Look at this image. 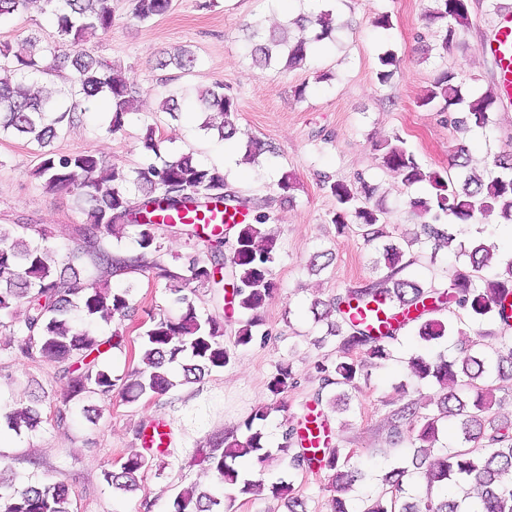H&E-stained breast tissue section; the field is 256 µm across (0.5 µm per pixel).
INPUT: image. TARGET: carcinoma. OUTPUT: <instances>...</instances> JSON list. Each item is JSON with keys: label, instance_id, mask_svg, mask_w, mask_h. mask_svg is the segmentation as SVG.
Instances as JSON below:
<instances>
[{"label": "carcinoma", "instance_id": "1", "mask_svg": "<svg viewBox=\"0 0 512 512\" xmlns=\"http://www.w3.org/2000/svg\"><path fill=\"white\" fill-rule=\"evenodd\" d=\"M172 2L134 0L132 16L140 23L151 21L166 15ZM436 2L437 8L426 13L424 21L426 26L437 28L438 49L446 52L458 29L468 23L469 0ZM32 12L52 20L57 39L54 44L43 46L32 33L23 39L19 49H0V134L36 144L40 163L34 175L43 180L45 189L71 193L87 202L89 208L86 224L79 229L76 251L68 254L26 241L29 230L47 238L48 230L43 227L0 225V318L13 316L19 307L23 309L24 318L13 331L18 337V353L60 364L67 401L88 395L108 401L119 385L127 401L135 402L174 386L170 368L174 362L179 363L187 383L227 366L231 352L224 346V326L213 317L200 316L192 298L185 293L191 283L207 288L221 284L214 268L224 263L223 225L215 224L210 231L215 238L207 245L210 255L195 253L173 269L160 259L151 217L159 209L173 210L194 202L222 206L235 201L251 209L252 221L234 225L236 236L230 258L229 286L237 308L246 316L240 320L236 344L245 346L256 339L258 310L278 288L270 270L275 238L267 230L270 215L265 208L269 201L240 199L228 192L224 172L197 162L190 153L159 164L150 161L130 172L87 151H55L53 142L65 126L79 120L82 102L108 100L112 106L109 130L116 132L133 111L139 91L112 65L83 49L89 36L98 31L105 34L112 28V0H0V17ZM292 25L296 29L292 36L272 33L263 37L253 31L254 66L265 69L283 59L285 68H299L306 61L311 44L336 30L333 14L328 11L301 15ZM378 62L377 78L387 83L400 68V59L387 51L379 55ZM195 63V53L189 48L158 60L161 69L173 66L182 71L191 70ZM63 67L71 73L68 88L55 95L24 90L23 80L53 74ZM197 101L200 112H216L222 118L217 126L205 119L201 128L215 129L220 138L232 139L237 133V107L234 97L224 93V85L217 83L201 91ZM495 102L496 94L491 89L465 101L455 71L447 69L438 74L417 104L440 106L441 111L451 114L453 129L463 135L474 127L484 128L492 123ZM376 151L382 166L396 173L403 185L412 187L426 182L433 189L427 198L409 200L411 209L429 221L413 235L403 236L406 244L422 251H437L452 240V225L472 224L491 214L512 223V153L496 156L484 180L468 171L470 156L463 144L454 148L451 157L450 168L456 170L453 176L424 169L397 134L377 144ZM324 185L336 200L332 223L340 230L355 224L368 244L387 236L375 185L362 178L355 182L327 179ZM133 189L138 192L135 206L129 200ZM443 218L447 219L444 224ZM128 228L134 231L135 253L114 254L102 247L103 238H121ZM382 255L387 272L371 284L336 295L322 313L312 306L314 318L319 321L332 313L340 316L328 332L336 338V361L319 367L320 390L333 385L350 386L368 363L390 356L389 346L396 340V330L379 334L368 323L351 317L353 309H382L390 319L413 308L419 310L411 321H419L415 330L428 347L470 334L481 340L488 338L491 343L486 349L464 350L461 359L450 360L440 351L409 359L407 369L411 376L433 379L440 386L437 410L420 414L407 404L392 413L388 444L400 442L405 424L409 441L418 452L406 465L387 473L384 490L367 500L362 512H512V480H504L505 475H512V423L502 422L491 413V390L478 386V380L484 378L512 380V334L508 333L512 329V260L493 276L482 275L491 266L494 246L476 241L464 253L468 270L453 274L449 288L439 290L400 276L415 264L417 257L405 258L399 245H383ZM138 271H151L167 280L174 312L149 316V324L140 336L142 366L116 378L107 361L112 350L122 348L123 332L117 329L103 339L84 327L83 322L98 317H127L133 308L131 288H112L109 281ZM453 306L465 311L473 324L463 328L435 317ZM487 322L499 324L501 331L484 329ZM292 381V367L283 362L276 368L270 391L279 394ZM267 416L266 407H257L243 422L247 431L244 438L226 434L221 445L202 451L203 460L218 484L224 486L225 494L196 485L187 487L174 500L175 512H224V499L265 491L288 500V512H307L306 502L295 495L292 482L264 479L265 467L274 459L287 462L288 468L295 471H327L331 486L338 492L349 491L363 479L362 470L351 463L350 452L330 439L320 448H302L298 429L292 425L282 431L277 446L270 447L262 429L255 426ZM450 417L457 421L459 447L431 462L419 449L434 447L441 426ZM7 420L17 432L23 428L33 430L42 422L35 405L14 410ZM155 447L161 448L162 440L152 436L145 451L127 455L117 469L104 472V479L117 489L136 490L141 474L153 466ZM241 459L256 460L260 469L255 477L240 473L237 463ZM416 473L424 491L408 499L402 479ZM448 484L458 488L456 495L434 492V486ZM0 512H72L69 488L62 482L18 483L9 468L0 466Z\"/></svg>", "mask_w": 512, "mask_h": 512}]
</instances>
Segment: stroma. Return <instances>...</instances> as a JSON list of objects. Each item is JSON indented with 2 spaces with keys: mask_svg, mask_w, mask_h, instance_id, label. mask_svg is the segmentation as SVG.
I'll return each mask as SVG.
<instances>
[{
  "mask_svg": "<svg viewBox=\"0 0 512 512\" xmlns=\"http://www.w3.org/2000/svg\"><path fill=\"white\" fill-rule=\"evenodd\" d=\"M112 6L111 31L90 36L85 48L120 67L137 84V109L113 133L109 114L89 104L83 120L65 128L54 148L88 151L131 169L147 158L143 137L151 127L162 155L193 154L197 161L223 169L237 195L272 198L270 224L277 243L271 271L278 289L259 311L258 340L247 346L235 342L238 316L227 315L223 300L214 299L210 289H197L198 313L224 324V344L232 349L230 363L199 381L176 384L165 394L132 404L117 393L108 402L94 397L64 401L58 364L20 356L9 329L0 327V463L22 481L64 480L73 512H173L180 490L215 482L200 464L198 449L224 432L238 430L261 405L269 409L263 431L270 443H277L282 429L313 407L321 386L318 367L335 360L336 342L327 339L326 322L315 321L311 304L378 276V251L357 230L338 233L332 222L336 201L321 175L346 181L363 175L379 187L387 224L407 233L419 230L421 219L411 211L409 200L429 192V185L405 188L382 166L374 145L397 134L425 167L448 169L451 149L460 137L447 113L418 106L417 100L447 68L457 72L465 95L495 86V64L485 42L499 8H512V0H471L469 21L459 28L448 53L428 56L420 45L435 43L436 36L423 16L435 8V0H214L208 9L201 8L199 0H174L167 15L148 23L131 19L130 0H113ZM324 8L332 9L341 27L334 39L311 54L305 67L286 71L278 65L264 70L253 66L248 26H259L267 34L299 14ZM381 13L389 15L390 29L373 27ZM32 33L46 45L55 39L53 25L39 14L0 20V46L18 47ZM183 46L198 58L192 71L157 68L163 54ZM388 50L397 54L401 65L390 82L382 84L376 78L378 57ZM216 83L237 102L239 144L256 138L267 147L254 160H245L240 153L226 160L223 140L199 126L197 93ZM299 87L304 96H296ZM172 90L186 93L175 119L161 110ZM467 139L473 170L485 174L495 156L512 153V108L497 106L492 125L469 132ZM38 163L37 145L0 136V224L46 227L47 245L65 253L75 246L74 227L86 217L74 196L44 190L33 175ZM286 173L295 181L289 202L278 197L277 184ZM474 238L495 243L500 258L512 256V239L505 234L503 220L491 216L457 226L454 245L441 250L436 259L419 257L407 275L427 288L447 287L453 271L465 267L457 256L460 245ZM111 285L131 287L133 317L124 322L97 319L89 328L103 337L123 329L125 346L114 351L110 362L113 375L122 376L138 364L132 352L150 315L171 310V294L165 280L150 272L112 277ZM392 348V357L372 364L367 376L348 389L346 409L332 416L336 439L353 451L364 473L351 494L355 508L381 491L392 458L407 460L414 453L403 441L393 457H384L389 413L410 402L422 413L435 406L436 387L416 386L406 375V360L421 348L413 327L402 329ZM284 361L291 364L296 382L276 395L268 384ZM38 387L46 393L39 404L44 417L40 427L21 434L7 430L6 413L27 403L29 391ZM151 418L171 422L173 443L155 458L138 490L117 491L103 473L140 448L135 430ZM266 475L291 480L308 512H330L333 491L326 472H294L276 459Z\"/></svg>",
  "mask_w": 512,
  "mask_h": 512,
  "instance_id": "1",
  "label": "stroma"
}]
</instances>
